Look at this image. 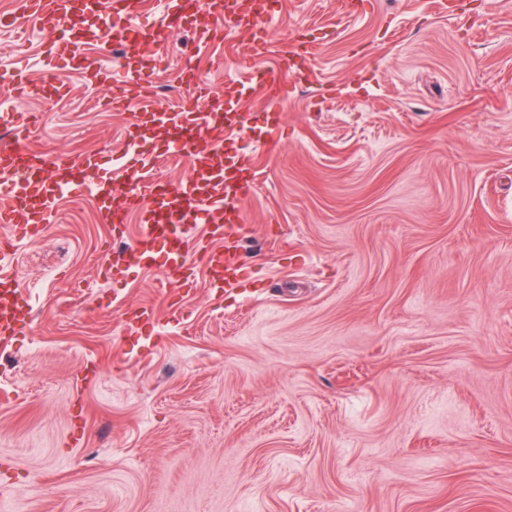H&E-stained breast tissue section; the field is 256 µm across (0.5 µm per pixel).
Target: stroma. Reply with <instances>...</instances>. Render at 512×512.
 Listing matches in <instances>:
<instances>
[{"label": "stroma", "mask_w": 512, "mask_h": 512, "mask_svg": "<svg viewBox=\"0 0 512 512\" xmlns=\"http://www.w3.org/2000/svg\"><path fill=\"white\" fill-rule=\"evenodd\" d=\"M282 2L257 62L284 85L275 104L229 24L204 50L164 32L155 90L125 110L112 81L45 59L39 26L0 48V74L63 87L0 84L35 117L29 149L107 168L133 146L160 178L188 161L144 109L240 80L226 145L255 178L223 290L205 222L178 230L186 284L120 262L140 215L119 195L120 224L84 190L34 236L0 223L25 311L0 345V512H512V0Z\"/></svg>", "instance_id": "stroma-1"}]
</instances>
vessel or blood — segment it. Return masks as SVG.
<instances>
[{
  "label": "vessel or blood",
  "mask_w": 512,
  "mask_h": 512,
  "mask_svg": "<svg viewBox=\"0 0 512 512\" xmlns=\"http://www.w3.org/2000/svg\"><path fill=\"white\" fill-rule=\"evenodd\" d=\"M85 12L98 19L102 43L115 42L134 51L148 44L160 45L162 31L178 26L176 15L165 13L153 21L141 18L138 0H83ZM26 13L53 34L50 51H63L81 61L84 74L96 80L101 74L97 63L84 54V36L71 28V0H26ZM147 74L142 70L125 72L118 85L120 104L129 107L143 99ZM240 89L235 80L224 83L223 91L211 100L209 118L234 128L240 122ZM154 120L171 132L170 146L187 157L186 176L158 183L146 179L140 158L124 163V185L130 205L141 207L143 221L138 238L126 259L135 264L152 265L159 249L171 243V230L163 215L181 208L208 217H219L224 226L221 244L203 245L205 275L210 286L233 287L240 268L238 244L243 214L237 205L252 186L230 177L231 169L244 165V158L226 155L221 146L205 138L197 109L185 105L180 112H158ZM0 127L12 130L14 137L0 142V223L34 224L49 221L61 190L84 189L95 185L100 209L106 219L116 216L111 208L112 178L98 167L94 156L58 164L44 153H34L24 144L14 113H0ZM19 289L10 252H0V339L8 340L20 321Z\"/></svg>",
  "instance_id": "obj_1"
}]
</instances>
